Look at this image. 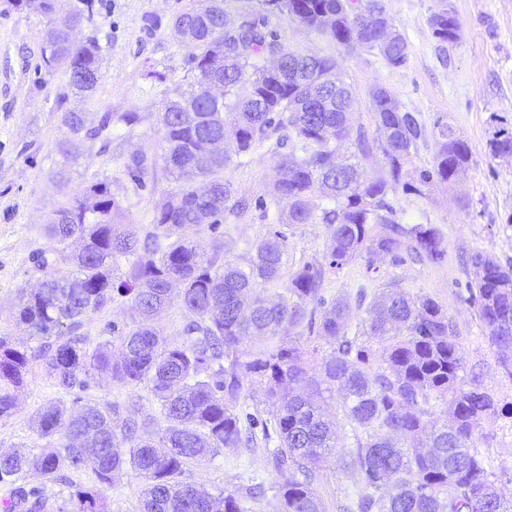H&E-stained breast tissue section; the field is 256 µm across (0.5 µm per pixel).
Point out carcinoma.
<instances>
[{
	"label": "carcinoma",
	"mask_w": 512,
	"mask_h": 512,
	"mask_svg": "<svg viewBox=\"0 0 512 512\" xmlns=\"http://www.w3.org/2000/svg\"><path fill=\"white\" fill-rule=\"evenodd\" d=\"M102 0H73L68 15L53 18L54 0H8L48 19L41 58L46 72L62 70L74 95L92 92L100 74L97 37L79 42L69 29L98 12ZM286 15L339 45L363 44L397 68L407 61V44L395 31L383 0H288ZM180 16L186 26L172 31L188 49L194 87L166 102L160 113L164 160L176 187L154 217L156 233L140 244L132 224L112 222L111 185L93 182L52 213L46 227L50 250L39 254L40 268L71 265L64 275H47L38 287L22 291L17 320L40 339L19 347L0 335V420L18 408L31 364L67 392L88 389L96 380L145 384L156 411L112 422V409L86 404L73 412L60 403L41 410L33 429L48 443L37 453L0 454V483L10 497L0 512H108L105 487L129 467L145 481L141 512H247L233 493L177 480L192 461L211 460L225 448L249 447L253 436L229 408L243 381L264 388L277 426L276 468L293 470L280 488V512H323L313 484L325 455L337 447L336 427L321 412L324 394L342 395L345 420L353 426L355 447L348 466L358 476V512H512V498L500 494L478 453L472 451L481 421L512 419V404L498 401L481 386L461 383L463 357L448 315L431 298H415L388 283L369 304L368 335L378 350L355 346L347 336L350 305L326 306L320 296L323 271L305 265L277 302L258 286L280 275L284 239L259 241L248 267L209 256L191 233L216 224L232 198L224 170L232 156L223 152L205 167L197 154L220 139L236 145L235 156L281 130L291 144L278 168L271 194L288 201V224L328 225L326 253L340 268L357 257L377 253L415 256L439 263L445 255L441 231L432 224L401 227L391 197L423 195L435 179L449 182L468 164L467 143L448 124L440 126L433 170L409 168L423 137L417 118L388 89L370 92L376 127L371 138L353 126L354 90L333 57L304 55L283 46L264 24L246 18L225 29L222 0H195ZM441 43L458 41L460 21L443 2L428 18ZM278 58L275 70L265 59ZM218 79L224 97L216 101L205 86ZM136 112H107L96 127L83 113L64 114L68 143L94 140L112 123L133 126ZM346 143L348 154L333 142ZM495 156H512V127L500 126L490 140ZM382 157V170L368 176L359 160ZM320 203H315V200ZM386 232L372 234L373 225ZM133 258L130 280L114 286V263ZM476 289L470 303L491 328L489 339L503 353L512 375V262L472 257ZM128 298L138 320L113 341L94 348L81 333L87 316L112 301ZM191 314L169 341L154 319L173 302ZM322 310H316V307ZM320 318H315V313ZM318 330L333 345L318 358L290 336L295 327ZM257 338L260 347L243 345ZM448 404V420L432 418L431 398ZM169 426L155 438L145 434L160 421ZM58 437L54 443L51 438ZM89 469L96 483L86 486L68 473ZM26 476L27 484L17 480ZM64 489L50 493L46 483Z\"/></svg>",
	"instance_id": "cac0c4a2"
}]
</instances>
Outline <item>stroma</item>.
Returning a JSON list of instances; mask_svg holds the SVG:
<instances>
[{"instance_id":"1","label":"stroma","mask_w":512,"mask_h":512,"mask_svg":"<svg viewBox=\"0 0 512 512\" xmlns=\"http://www.w3.org/2000/svg\"><path fill=\"white\" fill-rule=\"evenodd\" d=\"M106 7L85 21L82 35H94L101 46V78L84 96H67L63 72L41 70V48L47 29L43 16L9 7L0 0V334L25 346H36L16 320L22 289L36 287L43 278L34 258L48 250L45 235L51 213L89 183L110 182L117 224L134 225L139 236L153 232L156 211L176 184L162 158L164 130L160 111L177 92L187 90L194 77L187 50L171 33V23L193 0H104ZM447 3L462 28L457 43L434 38L429 16ZM397 32L408 45L405 66L393 68L373 50L352 44L340 46L288 16L271 11L264 0H224L232 22L243 18L263 21L280 43L302 54L333 56L355 93L354 122L374 133L370 91L389 89L412 112L425 131L412 157L414 168H431L437 150L439 125L450 124L468 144L470 161L451 182H432L422 195L398 194L394 205L403 224H432L444 237L441 263L414 258L394 262L380 254L356 258L342 268L330 267L326 253L327 225L285 224L278 216L287 201L271 195L276 166L287 146L278 134L256 143L242 162L228 166L224 177L237 197L250 206L225 210L217 228H198L196 237L206 253L247 264L256 244L269 234L283 235L286 248L278 279L266 282L264 294L277 298L291 276L304 265L324 268L321 295L326 302H350L348 335L357 345L379 349L367 336L365 306L358 295L374 296L388 282L407 293L435 300L451 319L462 346L463 382L479 380L500 403H512V376L501 366V354L491 345V330L479 320L468 301L475 281L468 262L480 252L501 263L512 261V158L494 159L488 142L495 119L512 123V0H385ZM82 112L95 126L104 113L135 112L139 122L112 130V145L102 141H73L69 157L59 146L65 137L63 117L68 110ZM140 153L152 161L143 181L133 179L127 164ZM134 312L127 298L117 296L91 313L83 328L91 342L108 336V324H132ZM76 397L59 390L40 366H33L18 394V409L0 420V452L34 450L43 439L32 430V420L43 407L61 403L74 408ZM83 402L112 410L115 425L141 416L155 407L145 385L97 381L82 392ZM239 416H252L257 441L249 448H227L214 460L194 462L184 469L185 482L210 491L241 497L247 512H277L278 489L288 478L275 470L269 451L276 443L265 440L275 425L263 390L245 384L230 404ZM326 416L336 423L338 447L317 472L313 487L324 512H357L359 484L345 466L353 446L352 431L338 399L327 400ZM496 488L512 496V419L483 420L475 439ZM143 480L126 470L106 488L110 512H140Z\"/></svg>"}]
</instances>
